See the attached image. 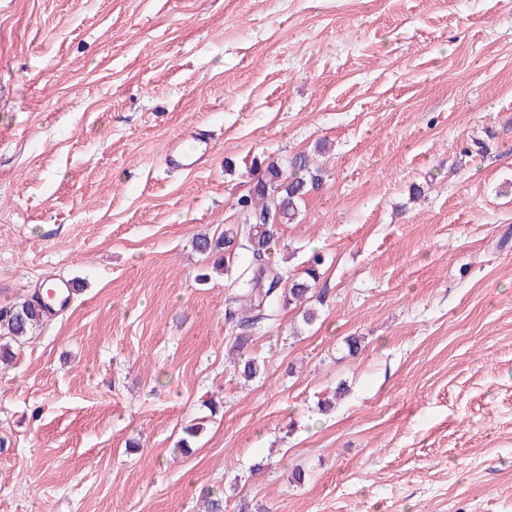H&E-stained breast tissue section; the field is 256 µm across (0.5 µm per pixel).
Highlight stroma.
I'll return each instance as SVG.
<instances>
[{"label": "stroma", "instance_id": "obj_1", "mask_svg": "<svg viewBox=\"0 0 512 512\" xmlns=\"http://www.w3.org/2000/svg\"><path fill=\"white\" fill-rule=\"evenodd\" d=\"M194 124L209 162L168 169ZM303 151L273 256H322L316 319L240 353L251 255L192 240ZM46 282L0 512H512V0H0V304Z\"/></svg>", "mask_w": 512, "mask_h": 512}]
</instances>
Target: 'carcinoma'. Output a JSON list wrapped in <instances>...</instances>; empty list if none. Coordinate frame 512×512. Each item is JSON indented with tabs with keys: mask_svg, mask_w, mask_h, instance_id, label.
Returning a JSON list of instances; mask_svg holds the SVG:
<instances>
[{
	"mask_svg": "<svg viewBox=\"0 0 512 512\" xmlns=\"http://www.w3.org/2000/svg\"><path fill=\"white\" fill-rule=\"evenodd\" d=\"M321 184V169L305 153L293 156L286 166L275 160L256 163L251 188L237 200L245 223L224 231L216 239L207 235L196 238L195 250L214 258L217 268L224 266V250L233 246L249 251L255 260L250 274L238 277L243 286L242 311L246 315L240 316L231 308L225 311L229 318L237 319L238 326L254 328L264 322L272 323L281 310L300 306L314 297L322 276L321 257L293 273L264 257L273 250L277 226L294 223L299 203ZM51 313L53 310L37 294L0 307V362L10 361L12 345L31 339Z\"/></svg>",
	"mask_w": 512,
	"mask_h": 512,
	"instance_id": "obj_1",
	"label": "carcinoma"
}]
</instances>
